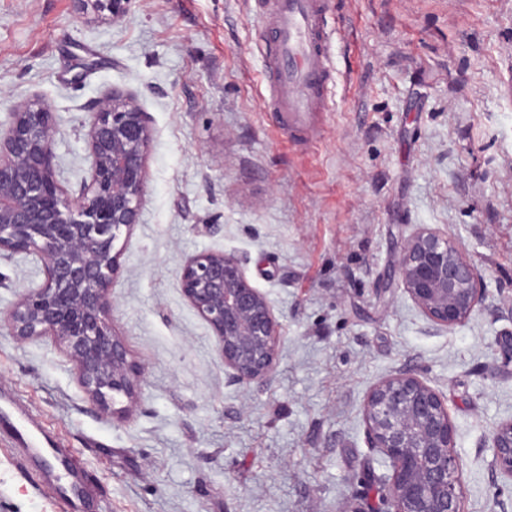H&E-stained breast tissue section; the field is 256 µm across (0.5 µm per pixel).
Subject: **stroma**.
Wrapping results in <instances>:
<instances>
[{
	"mask_svg": "<svg viewBox=\"0 0 512 512\" xmlns=\"http://www.w3.org/2000/svg\"><path fill=\"white\" fill-rule=\"evenodd\" d=\"M334 72L323 145L272 128L256 0H0V123L55 114L59 182L78 194L104 96L134 99L152 144L140 217L121 235L112 324L142 365L129 417L102 412L51 341L0 335V402L81 478L76 512H351L378 504L388 460L363 403L409 370L456 428L463 512H512L490 437L512 419V0H327ZM447 231L486 301L434 326L398 283L419 227ZM240 259L280 324L269 380L229 382L182 295L183 260ZM0 255V310L39 283ZM0 437V512H62L53 480Z\"/></svg>",
	"mask_w": 512,
	"mask_h": 512,
	"instance_id": "obj_1",
	"label": "stroma"
}]
</instances>
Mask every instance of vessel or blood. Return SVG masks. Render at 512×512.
I'll use <instances>...</instances> for the list:
<instances>
[{
	"label": "vessel or blood",
	"instance_id": "1",
	"mask_svg": "<svg viewBox=\"0 0 512 512\" xmlns=\"http://www.w3.org/2000/svg\"><path fill=\"white\" fill-rule=\"evenodd\" d=\"M273 32L266 46L265 74L272 115L290 142L317 151L325 110L324 92L332 78L331 37L325 23L326 0H257ZM0 432L13 442L38 447L54 457L51 445L39 444L17 417L0 412Z\"/></svg>",
	"mask_w": 512,
	"mask_h": 512
}]
</instances>
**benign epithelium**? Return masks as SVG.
Returning <instances> with one entry per match:
<instances>
[{"label": "benign epithelium", "mask_w": 512, "mask_h": 512, "mask_svg": "<svg viewBox=\"0 0 512 512\" xmlns=\"http://www.w3.org/2000/svg\"><path fill=\"white\" fill-rule=\"evenodd\" d=\"M117 18L128 0H89ZM55 116L38 98L16 106L0 126V253L38 258L43 279L0 310V331L18 342L49 339L73 364L77 382L104 411L115 396L137 399L142 367L112 326V286L123 232L138 223L152 132L133 99L99 101L88 131L89 179L71 195L55 172ZM408 296L437 327L464 324L485 300L483 277L448 233L423 226L397 266ZM181 292L208 324L236 383L273 371L279 325L273 307L240 260L218 250L186 257ZM369 447L391 462L383 512H461L456 429L442 394L410 371L374 385L363 405ZM493 466L512 481V419L492 432Z\"/></svg>", "instance_id": "7a95c632"}]
</instances>
